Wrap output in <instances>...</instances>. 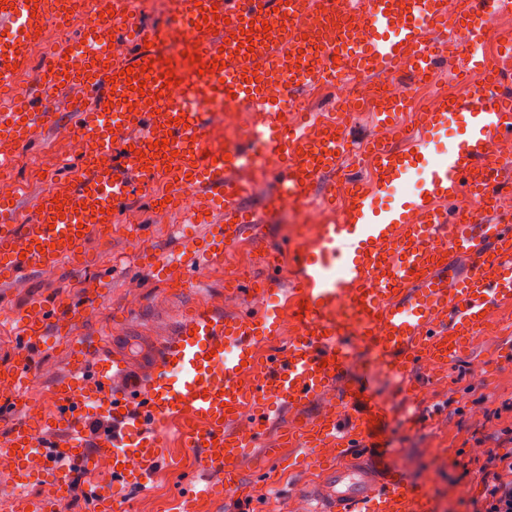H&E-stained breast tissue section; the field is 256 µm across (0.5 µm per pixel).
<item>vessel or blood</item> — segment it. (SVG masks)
<instances>
[{
	"instance_id": "obj_1",
	"label": "vessel or blood",
	"mask_w": 512,
	"mask_h": 512,
	"mask_svg": "<svg viewBox=\"0 0 512 512\" xmlns=\"http://www.w3.org/2000/svg\"><path fill=\"white\" fill-rule=\"evenodd\" d=\"M344 11H364V34L329 37L325 18L313 0H224V17L206 24L196 0H177L176 17L194 23L191 37L204 63L193 98L224 101L235 96L263 108L267 131L262 144L282 182V196L311 201L320 174L334 167L348 133L338 132L333 114L307 116L289 135H281L274 102L285 86L313 90L336 75L335 56L345 55L351 67L368 72H393L405 57L419 69L432 70L438 47L426 34L447 25V0H336ZM71 0H13L0 9V86L25 73L39 42L41 20L66 19ZM110 12L86 25L82 38L95 44L123 39L128 53L115 62L96 57L80 69L57 49L44 63L43 79L31 83L29 98H43L69 84L80 87L94 109L81 113L78 138L90 141L83 152L82 173L53 184L36 200L37 208L20 218L10 199H0V278L20 283L24 276L78 261L89 240L101 239L124 225L131 181L159 184L172 199L193 192L200 212H216L201 241L172 259L158 261L156 272L181 288L194 287L203 267L223 261L228 248L252 234L257 216L245 210L246 182L234 170L242 155L209 157L210 115L176 114L162 98L168 93L161 77L182 76L186 62L172 56L163 62L157 43L162 29L137 27L130 0H111ZM512 11V0H467L456 17L459 32L454 55L459 74L466 76L464 95L440 98L419 111L417 133L405 136L401 148L376 147L369 157L368 180L353 182L338 205L339 223L325 225L306 251L293 254L291 287L281 305L251 306L243 314L224 317L208 305H195L180 318L174 336L141 374H133L118 353L88 370V351L79 329L83 311L70 309L52 320L46 302L34 303L19 318L17 342L29 352L42 344L47 328L69 341L73 355L67 377L52 396V417L39 428L19 420L0 439V457L13 471L29 478L28 462L40 458L42 471L63 491H70L78 470L108 460L115 483H151L167 455L171 440L199 451L204 467L222 475L226 494L239 492L236 463L246 457L271 420L285 408L301 418L287 434L290 446L306 449L305 460L319 478L306 491L307 512H434L430 491L413 487L400 463L378 459L344 464L351 442L367 434L369 423L388 416L387 408L371 405L359 411L367 384L335 393L344 372L353 367L355 352L369 346L376 360L363 364L401 377L407 403L422 393L412 377L421 365L440 366L464 355L490 322L492 312H512V218L498 214L495 200L512 192L504 167L489 163L485 150L496 138H512V97L498 88L497 60L512 58V36L496 44L481 41L488 9ZM313 16L309 35L290 18ZM262 19L263 63L257 71L223 80L219 67L225 53L238 51L253 35L242 27L244 17ZM312 38L304 52V38ZM140 72L144 92L131 90L126 68ZM55 113H0V172L15 156L7 146L33 139L55 125ZM120 122L129 136L116 142L112 124ZM461 126V137L445 159L433 162L420 187L407 188L403 201L380 206L392 184L417 167V158L441 132ZM466 258V270L457 267ZM295 316V333L285 352L261 353L263 343L279 336L282 314ZM248 382H241L242 373ZM315 416H307L312 404ZM108 419L112 428L87 442L88 418ZM243 422L246 430L231 431ZM66 435L61 445L58 435ZM85 490L92 512H125V502L106 487L91 483ZM211 485L190 482L177 495L173 512H194L197 502L213 500Z\"/></svg>"
}]
</instances>
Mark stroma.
<instances>
[{
	"label": "stroma",
	"instance_id": "obj_1",
	"mask_svg": "<svg viewBox=\"0 0 512 512\" xmlns=\"http://www.w3.org/2000/svg\"><path fill=\"white\" fill-rule=\"evenodd\" d=\"M55 134V128L48 127L39 138L17 146L21 161L11 176L21 187V214L30 213L48 183L68 179L79 165L74 156L54 165ZM258 176L242 205L260 218V230L245 249H230L223 263L210 266L198 287H168L150 262L138 261L137 255L180 252L204 238L208 225L154 223L151 194L140 188L132 192L129 206L138 210L147 227L145 240L134 242L116 232L106 240L90 241L81 263L28 276L19 286L0 284V364L22 359L13 330L18 314L37 301L50 302L61 311L86 308L80 329L99 340L87 361L93 368L115 350L135 362L145 358L144 339L165 341L185 308L223 294L225 273L240 271L243 281L252 285L273 277L262 254L286 255L300 251L302 244L288 229L289 214L269 209L281 189L273 169L259 170ZM511 346L512 322L499 320L496 335L481 338L470 353L434 372L419 400L410 405L402 398L397 379L381 370L370 377L374 399L391 414L367 442L384 460H400L408 482L431 492L437 512H474L485 475H493L498 484H512V468L498 459L499 454L512 452V364L499 360ZM25 359L33 374L28 402L49 405L53 387L69 371L70 349L57 340ZM289 421V412H281L275 427L238 464L254 512H295L294 494L309 483V471L298 463L299 450L279 434ZM201 479L212 482L216 476L203 468L198 451L176 446L148 487L124 483L113 486L111 493L128 503L129 512H171L180 489Z\"/></svg>",
	"mask_w": 512,
	"mask_h": 512
}]
</instances>
